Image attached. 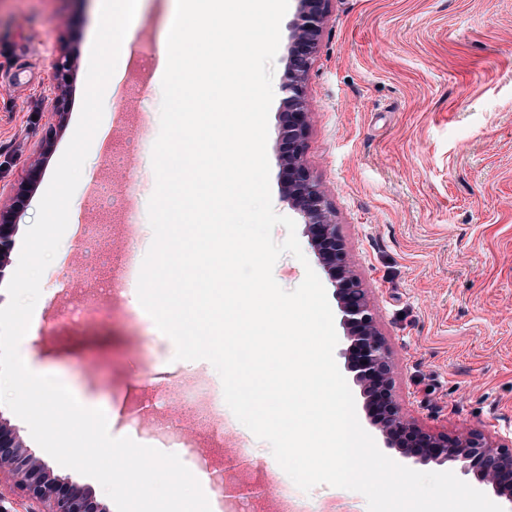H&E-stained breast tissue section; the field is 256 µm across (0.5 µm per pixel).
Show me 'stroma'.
<instances>
[{
  "instance_id": "stroma-1",
  "label": "stroma",
  "mask_w": 512,
  "mask_h": 512,
  "mask_svg": "<svg viewBox=\"0 0 512 512\" xmlns=\"http://www.w3.org/2000/svg\"><path fill=\"white\" fill-rule=\"evenodd\" d=\"M100 2L0 0V74L29 67L37 76L27 88L0 81V207L37 180L17 215L11 264L77 126ZM169 11V0L145 6L147 48L115 101L132 115L112 136L123 151L109 157L91 145L82 173L97 185H78L72 197V245L45 270L39 321L22 340L73 394L108 414L111 436L139 442L142 426L112 412L131 405L150 374L176 370L175 345L143 308L101 293L87 269L129 247L130 219L148 218L155 139L140 136L134 116L160 114L161 96L141 81L155 69ZM64 45L75 63L60 100L53 62ZM286 54L279 48L273 64L267 154L273 207L288 216L276 145ZM306 97L305 160L391 352L405 417L430 433L480 432L512 446V0H329ZM101 221L103 240L88 237ZM88 292L99 311L69 323L67 307ZM155 393L170 395V418L210 446L225 493L262 512L275 462L268 443L236 421L226 441L248 449L225 455L193 427L180 385ZM0 418L52 476L87 487L104 512H116L95 479L59 465L9 408Z\"/></svg>"
}]
</instances>
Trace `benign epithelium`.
<instances>
[{"label": "benign epithelium", "mask_w": 512, "mask_h": 512, "mask_svg": "<svg viewBox=\"0 0 512 512\" xmlns=\"http://www.w3.org/2000/svg\"><path fill=\"white\" fill-rule=\"evenodd\" d=\"M328 0H297L282 90L285 93L278 140L284 146L280 159L281 191L291 208L301 216L319 265L336 287L342 324L350 341V368L369 405L381 410V432L390 448H396L415 463H451L464 473H474L500 498L512 504V448L497 445L482 435L450 438L432 435L411 424L392 393L390 353L377 327L375 313L359 277L352 270L336 215L325 191L311 178L305 162L310 111L306 81L317 51ZM74 63V55L62 48L53 64L57 87ZM16 207L0 211V279L14 244ZM23 447L16 433L0 420V469L16 478L38 506L36 512H94L87 488L67 481L54 483L39 475L46 466L35 465L16 449Z\"/></svg>", "instance_id": "1"}]
</instances>
